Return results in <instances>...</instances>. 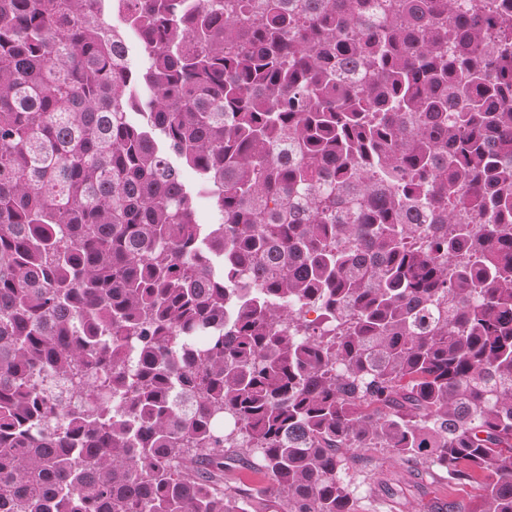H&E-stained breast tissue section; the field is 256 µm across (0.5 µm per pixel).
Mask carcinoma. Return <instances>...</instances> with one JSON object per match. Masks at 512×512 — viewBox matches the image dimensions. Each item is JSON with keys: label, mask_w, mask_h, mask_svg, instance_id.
Listing matches in <instances>:
<instances>
[{"label": "carcinoma", "mask_w": 512, "mask_h": 512, "mask_svg": "<svg viewBox=\"0 0 512 512\" xmlns=\"http://www.w3.org/2000/svg\"><path fill=\"white\" fill-rule=\"evenodd\" d=\"M90 2L0 0V512H512V0ZM170 160L180 171L183 185L194 198L195 213L198 223L204 225L218 224L220 222V216L216 209L215 201L210 192L204 188L199 173L186 165L182 159L174 154L170 155ZM349 471L359 512H434L448 497L474 509L482 490L477 483L456 486L448 478L425 474L421 466L398 461L379 448L362 449Z\"/></svg>", "instance_id": "carcinoma-1"}]
</instances>
